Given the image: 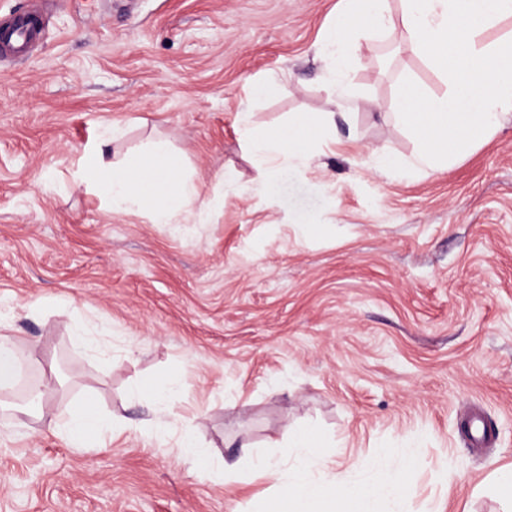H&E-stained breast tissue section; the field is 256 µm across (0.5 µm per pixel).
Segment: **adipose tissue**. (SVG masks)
<instances>
[{
    "instance_id": "ef3b65f1",
    "label": "adipose tissue",
    "mask_w": 512,
    "mask_h": 512,
    "mask_svg": "<svg viewBox=\"0 0 512 512\" xmlns=\"http://www.w3.org/2000/svg\"><path fill=\"white\" fill-rule=\"evenodd\" d=\"M252 115L240 113L239 121L248 134L251 151L267 169L258 191H266L288 168L307 163L313 156L309 129L311 117L297 116L268 135L254 133ZM114 132H107L83 157L74 178L77 184L105 195L112 213L129 214L155 200L153 217L159 224H174L179 218L205 223L210 206L200 200L197 185L184 176L166 141H155L148 161L136 165L112 160L110 146ZM115 422L110 414L73 409L55 433L67 445L83 446L89 439L112 433ZM294 453L293 475L284 483L277 498L252 502L250 512H362L365 502L381 496L403 498L407 488L401 479L385 483L352 481L335 486L331 460L309 426L295 428L288 437Z\"/></svg>"
}]
</instances>
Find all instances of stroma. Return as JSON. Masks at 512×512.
Here are the masks:
<instances>
[{"instance_id":"1","label":"stroma","mask_w":512,"mask_h":512,"mask_svg":"<svg viewBox=\"0 0 512 512\" xmlns=\"http://www.w3.org/2000/svg\"><path fill=\"white\" fill-rule=\"evenodd\" d=\"M342 6L0 0L1 17L41 20L25 52L0 50V333L31 347L25 369L51 387L38 416L0 412V512H247L278 490L231 464L249 451L291 471L302 424L338 480L403 475L405 498L364 512H512L494 487L512 469V114L446 167L376 171L375 153L420 152L391 110L402 80L430 97L451 86L400 36L356 38L336 100L320 43ZM270 78L277 97L248 98ZM244 110L260 133L331 112L336 138L258 194ZM113 122V159L170 142L213 205L207 223L117 215L75 184ZM77 320L111 326V363L74 347ZM174 371L160 439L133 390ZM78 405L124 430L67 446L50 425ZM187 420L225 472L181 456Z\"/></svg>"}]
</instances>
